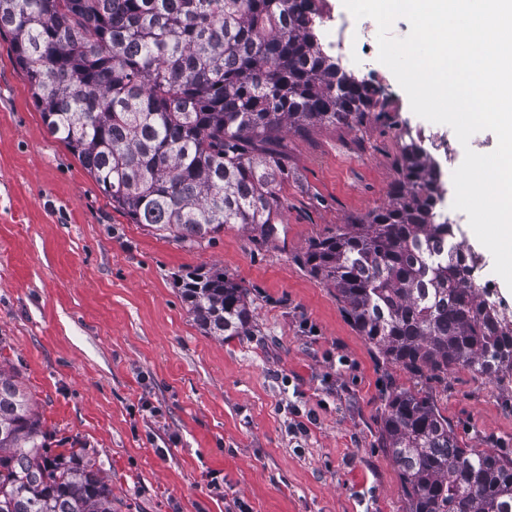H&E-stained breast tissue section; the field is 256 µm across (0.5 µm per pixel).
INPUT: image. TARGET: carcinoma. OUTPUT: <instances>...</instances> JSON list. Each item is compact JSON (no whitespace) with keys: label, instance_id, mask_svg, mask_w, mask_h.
<instances>
[{"label":"carcinoma","instance_id":"carcinoma-1","mask_svg":"<svg viewBox=\"0 0 512 512\" xmlns=\"http://www.w3.org/2000/svg\"><path fill=\"white\" fill-rule=\"evenodd\" d=\"M319 3L0 0V36L49 133L112 207L193 246L227 224L273 234L288 178L277 142L382 105L324 50ZM401 160L393 201L312 241L304 265L412 378L512 374V330L465 281L437 173L413 140ZM182 297L205 334L251 335L246 289L224 269L190 273ZM35 406L0 371V512H112L95 452H54ZM380 443L407 512H512V457L461 443L430 392L388 393Z\"/></svg>","mask_w":512,"mask_h":512}]
</instances>
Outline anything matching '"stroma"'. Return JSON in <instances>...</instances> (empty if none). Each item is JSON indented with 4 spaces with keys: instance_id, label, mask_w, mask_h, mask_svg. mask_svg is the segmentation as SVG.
Segmentation results:
<instances>
[{
    "instance_id": "35a3bbf8",
    "label": "stroma",
    "mask_w": 512,
    "mask_h": 512,
    "mask_svg": "<svg viewBox=\"0 0 512 512\" xmlns=\"http://www.w3.org/2000/svg\"><path fill=\"white\" fill-rule=\"evenodd\" d=\"M368 43L386 111L288 131L275 233L229 224L189 246L113 208L48 132L0 37V369L53 447L96 449L112 512H405L381 412L416 382L302 261L391 203L404 133L454 135L413 113ZM202 266L247 289L253 335L220 340L194 321L179 280ZM430 388L464 442L512 455V375L458 367Z\"/></svg>"
}]
</instances>
